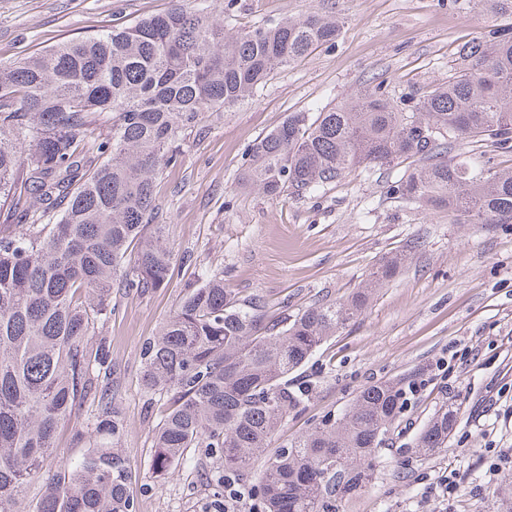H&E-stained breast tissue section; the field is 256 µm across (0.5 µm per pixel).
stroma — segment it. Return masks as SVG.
Here are the masks:
<instances>
[{"label":"stroma","mask_w":512,"mask_h":512,"mask_svg":"<svg viewBox=\"0 0 512 512\" xmlns=\"http://www.w3.org/2000/svg\"><path fill=\"white\" fill-rule=\"evenodd\" d=\"M172 0H0V61L10 62L106 26L164 12ZM335 12L344 24L335 46L274 72L252 99L206 113L180 145L176 166L157 182L159 223L180 263L168 287L117 295L93 343L112 360V395L124 424L119 451L136 512H222L221 461L189 449L169 472L153 468V436L166 409L163 394L141 387V350L180 296L196 284L182 265L224 271L239 296L260 295L270 312L297 314L321 300L354 293L409 240L419 250L375 288L366 308L325 340L304 365L312 386L289 413L275 445L340 414L365 387L416 375L424 385L375 451L374 472L339 512H498L512 481V224H452L444 211L417 207L387 192L389 170H359L315 193L266 197L240 185L245 151L291 112H317L353 89L384 83L410 110L428 86L446 82L458 43L480 37L488 21L473 0H234L225 22L236 29L282 17ZM477 352L441 378L449 346ZM457 422L444 448L419 454L422 427L448 406ZM96 410L84 404L58 430L45 462L56 470L89 447ZM455 478L450 500L426 498L428 485Z\"/></svg>","instance_id":"1"}]
</instances>
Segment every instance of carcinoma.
Masks as SVG:
<instances>
[{"label":"carcinoma","mask_w":512,"mask_h":512,"mask_svg":"<svg viewBox=\"0 0 512 512\" xmlns=\"http://www.w3.org/2000/svg\"><path fill=\"white\" fill-rule=\"evenodd\" d=\"M164 14L0 63V512H18L43 475L33 512H133L129 470L115 451L122 419L104 381L105 345L88 349L112 316V291L145 295L169 285L174 255L163 239L159 173L178 162L185 131L208 111L233 108L317 48L335 44L333 14L284 17L248 31L224 27L233 0H172ZM496 21L457 46L448 82L404 112L378 82L312 115L290 112L254 143L242 181L277 197L316 192L360 168L403 173L387 193L448 212L454 224H512V168L488 167L470 148L512 153V0H478ZM343 301L293 317L224 286L201 267L143 348V392L174 391L154 435L159 472L204 448L224 474L247 477L267 458L265 512H338L374 469V451L406 404L403 382L363 389L270 458L271 441L308 398L292 385L328 337L366 307L380 279ZM97 404L89 451L42 474L61 424ZM454 410L422 430L424 454L448 442Z\"/></svg>","instance_id":"1"}]
</instances>
